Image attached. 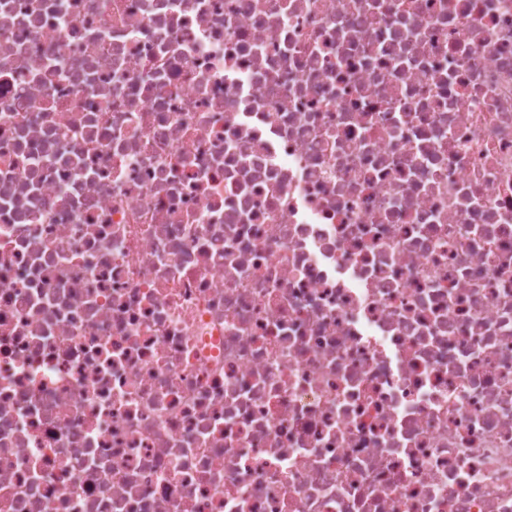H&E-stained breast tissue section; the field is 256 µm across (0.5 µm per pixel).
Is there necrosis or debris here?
Masks as SVG:
<instances>
[{
	"label": "necrosis or debris",
	"instance_id": "necrosis-or-debris-1",
	"mask_svg": "<svg viewBox=\"0 0 512 512\" xmlns=\"http://www.w3.org/2000/svg\"><path fill=\"white\" fill-rule=\"evenodd\" d=\"M0 512H512V0H0Z\"/></svg>",
	"mask_w": 512,
	"mask_h": 512
}]
</instances>
